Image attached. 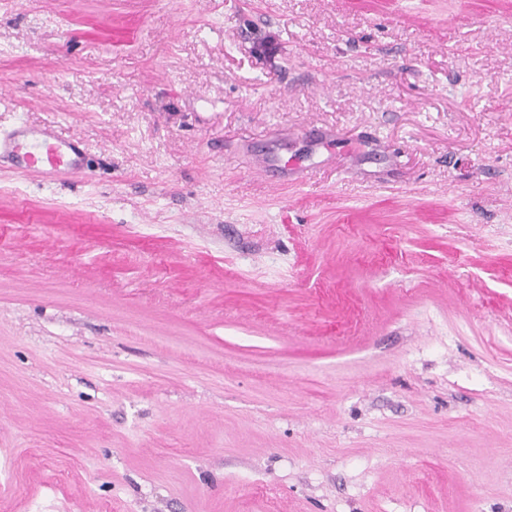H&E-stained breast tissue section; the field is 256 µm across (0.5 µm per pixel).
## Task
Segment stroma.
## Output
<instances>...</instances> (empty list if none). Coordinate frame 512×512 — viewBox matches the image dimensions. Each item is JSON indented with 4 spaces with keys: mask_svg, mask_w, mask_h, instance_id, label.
<instances>
[{
    "mask_svg": "<svg viewBox=\"0 0 512 512\" xmlns=\"http://www.w3.org/2000/svg\"><path fill=\"white\" fill-rule=\"evenodd\" d=\"M18 120L0 512H512V0H0ZM86 146L62 136L51 125L18 122L0 130V163L13 172L37 174L48 184L64 182L82 172L87 163ZM253 167L255 172L259 175L266 174L270 169H280L283 173L288 175V170L292 171L293 179L292 181L295 184H301L306 182L309 175V168L299 166L297 164L294 165H281L278 159L266 156V155H258L253 159Z\"/></svg>",
    "mask_w": 512,
    "mask_h": 512,
    "instance_id": "stroma-1",
    "label": "stroma"
}]
</instances>
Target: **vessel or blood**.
<instances>
[{
	"instance_id": "1",
	"label": "vessel or blood",
	"mask_w": 512,
	"mask_h": 512,
	"mask_svg": "<svg viewBox=\"0 0 512 512\" xmlns=\"http://www.w3.org/2000/svg\"><path fill=\"white\" fill-rule=\"evenodd\" d=\"M0 163L8 164L13 172L35 174L45 183L54 184L85 169L87 148L78 140L62 136L54 126L19 122L0 130Z\"/></svg>"
}]
</instances>
